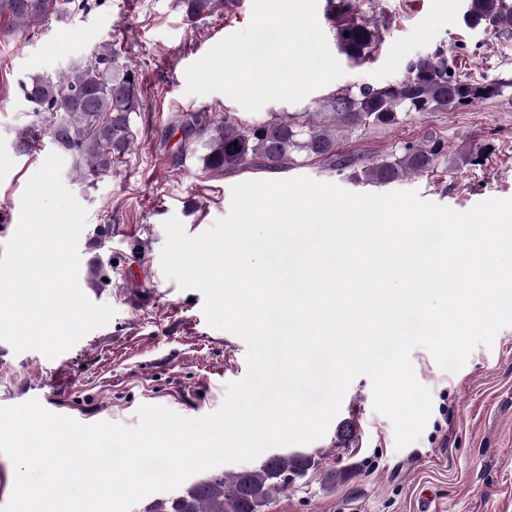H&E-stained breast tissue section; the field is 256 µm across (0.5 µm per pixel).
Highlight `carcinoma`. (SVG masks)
Wrapping results in <instances>:
<instances>
[{"label": "carcinoma", "mask_w": 512, "mask_h": 512, "mask_svg": "<svg viewBox=\"0 0 512 512\" xmlns=\"http://www.w3.org/2000/svg\"><path fill=\"white\" fill-rule=\"evenodd\" d=\"M327 19L341 52L356 65L370 59L382 40L381 28L361 17L359 0H327ZM103 0H0V32L25 33L78 11L89 12ZM217 0H175L190 22L210 17ZM464 23L512 36V0H466ZM448 52L437 50L412 59L405 75L378 85L347 86L320 100L314 111L272 113L241 123L208 112H186L178 162L195 160L207 171H269L328 161L337 171L355 160L336 152V130L393 127L411 116L474 105L512 88V81H475L449 72ZM36 124L17 140L25 153L46 137L70 163L72 181L82 185L112 174L135 141V118L142 115L144 87L127 56L111 42L92 56L55 76L19 82ZM448 142L429 136L404 141L352 172L354 180L387 185L433 171L448 161ZM319 466L308 453L279 454L260 465L234 473H213L181 493L155 501L146 512H261L274 494L288 489Z\"/></svg>", "instance_id": "obj_1"}]
</instances>
